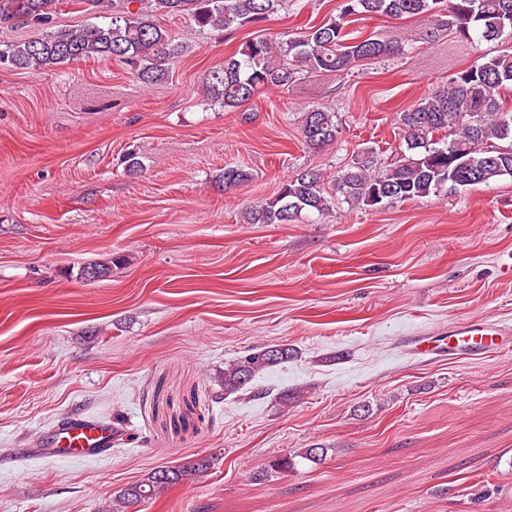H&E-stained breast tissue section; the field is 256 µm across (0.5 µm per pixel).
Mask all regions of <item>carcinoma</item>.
<instances>
[{"instance_id":"obj_1","label":"carcinoma","mask_w":512,"mask_h":512,"mask_svg":"<svg viewBox=\"0 0 512 512\" xmlns=\"http://www.w3.org/2000/svg\"><path fill=\"white\" fill-rule=\"evenodd\" d=\"M91 7L111 12L107 23H88L61 29L40 38L11 45L0 52L17 70H39L81 58L118 60L136 71L145 85L167 78L166 63L178 58L183 45L161 27L158 16H186L198 28L238 29L258 25L277 13L288 0H88ZM52 0H0V22L33 27L52 26ZM336 17L313 25L303 35L275 42L257 35L243 43L224 64L210 71L206 93L226 108H238L263 89H288L310 74L343 75L359 60L404 55L409 40L389 33L356 39L346 27L358 16L390 19L416 17L425 26L415 39L426 43L439 33L464 48L482 42L512 38V0H337ZM512 51L494 56L478 54L471 63L450 75L448 84L428 92L399 112L397 122L404 149L395 160L377 168L364 152L328 177L306 168L289 177L277 194L246 212L249 224H285L304 212L322 213L338 199L353 205L384 210L398 202L430 194L489 184L512 176ZM339 135L334 112L309 108L302 128L304 144L323 150ZM508 142L506 147L489 144ZM224 188L252 179L242 167L227 166ZM290 348L264 349L224 367V395L244 390L258 375L288 361ZM327 449L300 448L270 460L256 474H285L296 459L313 464ZM204 461L162 467L118 496L116 505L128 508L155 491L197 476Z\"/></svg>"}]
</instances>
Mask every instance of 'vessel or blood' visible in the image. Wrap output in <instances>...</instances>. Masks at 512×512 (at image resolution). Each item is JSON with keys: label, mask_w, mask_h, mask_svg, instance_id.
Here are the masks:
<instances>
[{"label": "vessel or blood", "mask_w": 512, "mask_h": 512, "mask_svg": "<svg viewBox=\"0 0 512 512\" xmlns=\"http://www.w3.org/2000/svg\"><path fill=\"white\" fill-rule=\"evenodd\" d=\"M505 326L486 319H465L448 324L446 346L449 355L468 352L482 357H496L512 351L505 342ZM124 439V431L111 422L76 417L66 420L42 443L48 459L88 461L111 453Z\"/></svg>", "instance_id": "1"}]
</instances>
